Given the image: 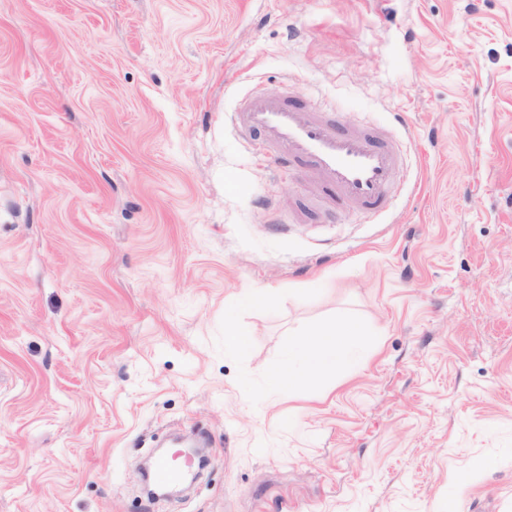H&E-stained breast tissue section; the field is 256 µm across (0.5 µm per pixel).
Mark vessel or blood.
<instances>
[{"mask_svg": "<svg viewBox=\"0 0 512 512\" xmlns=\"http://www.w3.org/2000/svg\"><path fill=\"white\" fill-rule=\"evenodd\" d=\"M231 119L243 137L262 132L267 153L307 168L319 190L363 213L378 214L400 186L402 151L375 126L340 129L320 108L265 93L243 99ZM153 476L157 482L176 484L183 473L162 456L154 463Z\"/></svg>", "mask_w": 512, "mask_h": 512, "instance_id": "1", "label": "vessel or blood"}]
</instances>
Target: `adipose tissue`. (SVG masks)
Instances as JSON below:
<instances>
[{
	"label": "adipose tissue",
	"instance_id": "1",
	"mask_svg": "<svg viewBox=\"0 0 512 512\" xmlns=\"http://www.w3.org/2000/svg\"><path fill=\"white\" fill-rule=\"evenodd\" d=\"M367 331L351 317H329L304 327L288 343L287 360L275 383L289 392L314 379L335 374L338 367L356 360Z\"/></svg>",
	"mask_w": 512,
	"mask_h": 512
}]
</instances>
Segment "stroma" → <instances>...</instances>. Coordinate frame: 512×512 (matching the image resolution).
<instances>
[{"label": "stroma", "instance_id": "35a3bbf8", "mask_svg": "<svg viewBox=\"0 0 512 512\" xmlns=\"http://www.w3.org/2000/svg\"><path fill=\"white\" fill-rule=\"evenodd\" d=\"M254 90L403 143L386 208L243 141ZM348 315L360 365L280 391ZM169 433L209 461L151 500ZM452 505L512 512V0H0V512ZM288 342L287 360L275 383L290 392L315 378L336 373L344 362L357 365L356 353L366 344L365 327L352 317H328L296 330Z\"/></svg>", "mask_w": 512, "mask_h": 512}]
</instances>
